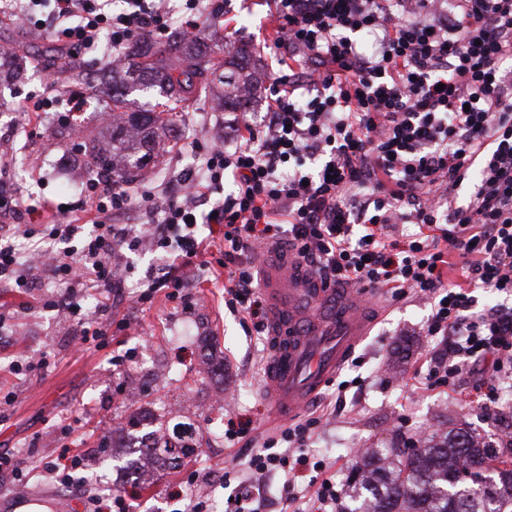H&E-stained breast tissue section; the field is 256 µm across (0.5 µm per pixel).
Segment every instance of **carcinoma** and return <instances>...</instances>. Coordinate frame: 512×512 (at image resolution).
<instances>
[{
	"label": "carcinoma",
	"instance_id": "obj_1",
	"mask_svg": "<svg viewBox=\"0 0 512 512\" xmlns=\"http://www.w3.org/2000/svg\"><path fill=\"white\" fill-rule=\"evenodd\" d=\"M117 52L138 59L137 69L112 88V155L94 154L90 169L100 177L131 182L154 162L155 138L168 131L154 112L134 109L131 93L158 89L163 95L187 100L214 82L224 86V110L248 111L263 84L264 73L244 45L232 47L214 61L198 41L169 37L163 42L137 40ZM174 426L162 441L144 448L148 454L180 458ZM493 447L468 430L452 428L419 441L407 452L372 448L353 470L351 498L345 512H512V468L491 466Z\"/></svg>",
	"mask_w": 512,
	"mask_h": 512
}]
</instances>
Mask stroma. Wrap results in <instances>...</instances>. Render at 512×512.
<instances>
[{"label": "stroma", "mask_w": 512, "mask_h": 512, "mask_svg": "<svg viewBox=\"0 0 512 512\" xmlns=\"http://www.w3.org/2000/svg\"><path fill=\"white\" fill-rule=\"evenodd\" d=\"M237 20L236 34H228L223 19L208 21L204 35L209 46L222 52L234 43H248L263 69L276 65L270 44L274 31L266 9L252 0H226ZM54 40L36 31H25L0 14V48L10 49L27 60V79L0 90V117L17 127L16 149L31 157L28 167L0 150V174L13 183L22 203L51 200L62 207L64 219L79 217L84 201L82 187L66 190L57 165L66 157L88 166L93 149L112 138V124L103 118L110 107L112 84L125 80L128 60L111 61L98 52L77 56L72 67L58 64L49 47ZM82 95L91 107L82 113L80 135H73L71 100ZM50 97L49 109L39 110L43 97ZM137 104L160 103L162 110L178 115L177 141H161L159 161L152 179H138L135 189L165 197L171 182L180 179L191 143L196 139L230 133L229 113L215 92L200 101L175 103L160 100L158 93L137 96ZM201 237L211 242L192 268L185 299L170 301L157 297L153 305L137 301L143 282L160 254L146 247L128 254L121 272L124 285L113 298L109 319L126 320L129 335L109 338L104 349L81 343L78 318L60 322L44 300L58 287L51 275H43L38 288L0 287V313L8 323L0 329V451H7L31 465V501L54 506L59 484L42 471L43 463L61 455H78L96 472L112 477L114 486L128 480L130 465L124 452L112 449V429L127 426L128 436L138 428L128 427L130 417L155 429L176 422L194 423L203 436L196 455L179 467L158 471L149 488L131 497L130 512H186L188 500L169 503L172 490L194 477L210 484V499L217 512H225L229 489L209 481L212 472L223 470L233 455L248 457L246 439L232 443L213 440L211 427L227 430L246 426L266 432L270 405L264 393L263 351L266 339L247 335L237 316L224 307V269L218 250L224 238L219 224H204ZM427 299L413 296L396 302L382 298V313L369 336L356 348L337 376L347 386L344 402L335 416L315 434L307 453L324 461L325 477L338 491L339 504L348 502V475L360 448L408 447L436 429L462 427L498 443L512 438V387L501 386L498 399L484 408L486 380L490 369L473 366L469 374L447 387L418 390L413 370L428 360L435 345L424 326L430 314ZM198 330L196 345L175 343L173 334L182 324ZM173 368L172 377L146 392L137 408H130L125 392L130 384H142L150 375L143 370V352ZM122 355L124 364L113 368L111 358ZM207 360L210 375H199L198 360ZM237 388L241 397L231 407H215L203 413L186 405L185 395L207 400L215 386Z\"/></svg>", "instance_id": "35a3bbf8"}]
</instances>
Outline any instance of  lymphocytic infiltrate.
Returning <instances> with one entry per match:
<instances>
[{"mask_svg": "<svg viewBox=\"0 0 512 512\" xmlns=\"http://www.w3.org/2000/svg\"><path fill=\"white\" fill-rule=\"evenodd\" d=\"M277 22V67L264 88L266 118L236 117L234 141L191 149L200 176L157 207L153 247L161 265L139 303L180 299L184 273L206 249L195 228L224 227V305L264 334L256 294L261 249H292L324 285L387 289L432 300L425 332L437 341L425 388L453 384L470 361L490 363L512 384V308L473 310L472 291L512 294V0H263ZM171 0H27L22 23L85 50L109 33L119 47L168 32ZM374 36L362 49L359 34ZM95 214L80 251L63 244L80 225L51 204L24 212L16 232L57 242L46 268L60 287L47 305L80 310L82 288L107 292L116 256L138 251L142 233L114 215L149 205L132 185L87 178ZM309 413L264 441L230 512H264L267 491L298 498L299 470L322 471L306 450L323 425Z\"/></svg>", "mask_w": 512, "mask_h": 512, "instance_id": "f902f5d3", "label": "lymphocytic infiltrate"}]
</instances>
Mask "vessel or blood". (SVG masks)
Here are the masks:
<instances>
[{"mask_svg":"<svg viewBox=\"0 0 512 512\" xmlns=\"http://www.w3.org/2000/svg\"><path fill=\"white\" fill-rule=\"evenodd\" d=\"M259 282L269 305L265 379L272 418L299 413L366 336L367 302L350 286L323 287L292 251L264 248Z\"/></svg>","mask_w":512,"mask_h":512,"instance_id":"b4317fda","label":"vessel or blood"}]
</instances>
